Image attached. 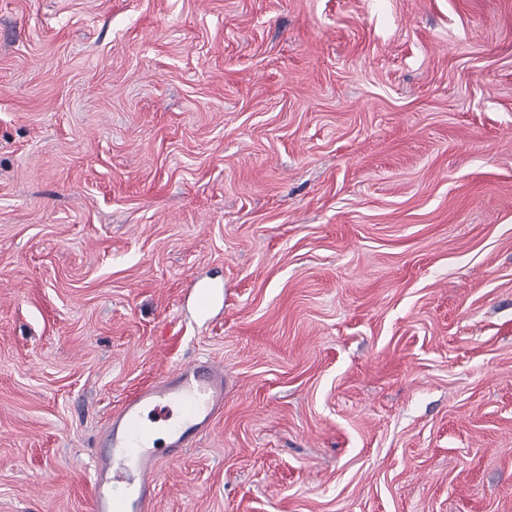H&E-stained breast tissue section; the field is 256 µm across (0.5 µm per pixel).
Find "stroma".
<instances>
[{
	"mask_svg": "<svg viewBox=\"0 0 512 512\" xmlns=\"http://www.w3.org/2000/svg\"><path fill=\"white\" fill-rule=\"evenodd\" d=\"M198 360L153 512H512V0H0V512Z\"/></svg>",
	"mask_w": 512,
	"mask_h": 512,
	"instance_id": "1",
	"label": "stroma"
}]
</instances>
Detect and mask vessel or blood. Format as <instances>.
<instances>
[{"instance_id":"1","label":"vessel or blood","mask_w":512,"mask_h":512,"mask_svg":"<svg viewBox=\"0 0 512 512\" xmlns=\"http://www.w3.org/2000/svg\"><path fill=\"white\" fill-rule=\"evenodd\" d=\"M173 408L170 445L183 448L224 411V369L209 362L181 365L127 398L101 440L91 512H153L159 459L143 422L145 411Z\"/></svg>"}]
</instances>
